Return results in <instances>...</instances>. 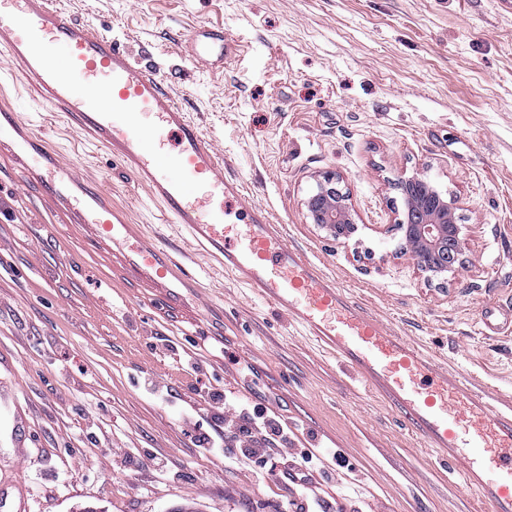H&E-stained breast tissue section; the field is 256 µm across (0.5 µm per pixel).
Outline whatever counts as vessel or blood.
Returning <instances> with one entry per match:
<instances>
[{
  "label": "vessel or blood",
  "mask_w": 512,
  "mask_h": 512,
  "mask_svg": "<svg viewBox=\"0 0 512 512\" xmlns=\"http://www.w3.org/2000/svg\"><path fill=\"white\" fill-rule=\"evenodd\" d=\"M231 53L223 31L202 26L185 50L193 66L214 73L223 71ZM0 57L10 77L31 81L52 111L107 148L170 223L384 395L442 467L481 492L491 512H512V405L492 408V391L440 367L288 245L267 210L225 174L221 147L174 102L156 72L55 0H0ZM0 146L45 202L118 254L129 271L168 297L190 282L187 270L130 223L124 208L8 107L0 109ZM228 200L237 204V222L228 219Z\"/></svg>",
  "instance_id": "vessel-or-blood-1"
}]
</instances>
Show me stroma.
<instances>
[{
  "instance_id": "obj_1",
  "label": "stroma",
  "mask_w": 512,
  "mask_h": 512,
  "mask_svg": "<svg viewBox=\"0 0 512 512\" xmlns=\"http://www.w3.org/2000/svg\"><path fill=\"white\" fill-rule=\"evenodd\" d=\"M60 2L163 78L288 245L439 363L512 402V332L481 320L489 306L512 317V0ZM202 25L234 45L223 74L178 54ZM0 85L194 278L158 309L153 288L94 254L0 158V401L27 425L22 449L0 425L1 494L19 477L30 512H284L293 487L248 452L198 447L199 430L224 431L208 404L220 389L234 405L278 400L288 438L272 453L285 466L306 434L321 437L314 493L335 512H489L381 396L198 255L32 83L0 74ZM333 173L358 224L344 242L303 204ZM415 173L457 199L465 226L466 262L441 286L396 228L398 180Z\"/></svg>"
}]
</instances>
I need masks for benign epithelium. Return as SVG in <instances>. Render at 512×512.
Listing matches in <instances>:
<instances>
[{"instance_id":"obj_1","label":"benign epithelium","mask_w":512,"mask_h":512,"mask_svg":"<svg viewBox=\"0 0 512 512\" xmlns=\"http://www.w3.org/2000/svg\"><path fill=\"white\" fill-rule=\"evenodd\" d=\"M402 194L404 209L397 229L405 250L428 281L447 280L463 261L458 201L418 173L402 180ZM304 205L311 223L338 241L349 239L358 229L351 199L336 176L317 181Z\"/></svg>"}]
</instances>
